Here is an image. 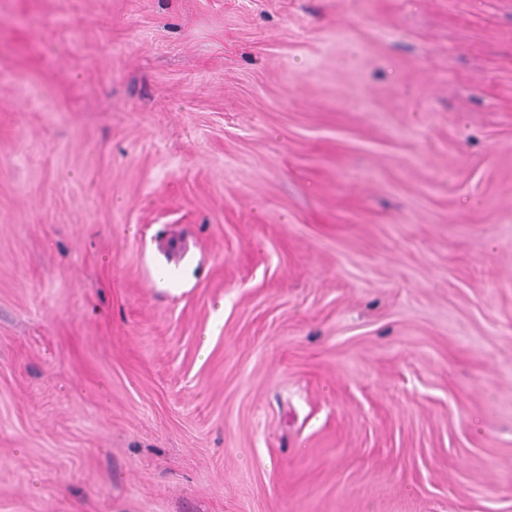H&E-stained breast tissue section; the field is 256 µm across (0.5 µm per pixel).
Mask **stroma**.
<instances>
[{
    "label": "stroma",
    "instance_id": "1",
    "mask_svg": "<svg viewBox=\"0 0 512 512\" xmlns=\"http://www.w3.org/2000/svg\"><path fill=\"white\" fill-rule=\"evenodd\" d=\"M0 512H512V0H0Z\"/></svg>",
    "mask_w": 512,
    "mask_h": 512
}]
</instances>
